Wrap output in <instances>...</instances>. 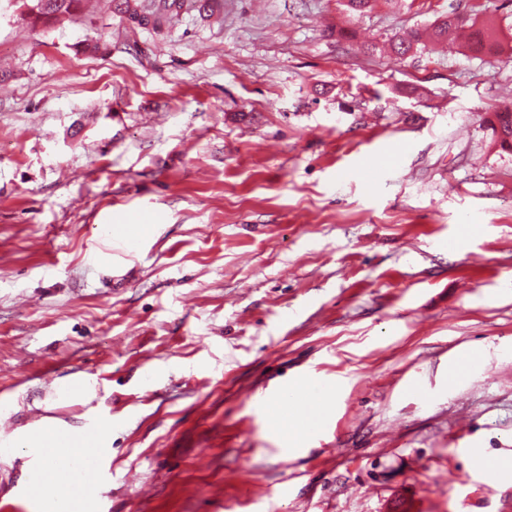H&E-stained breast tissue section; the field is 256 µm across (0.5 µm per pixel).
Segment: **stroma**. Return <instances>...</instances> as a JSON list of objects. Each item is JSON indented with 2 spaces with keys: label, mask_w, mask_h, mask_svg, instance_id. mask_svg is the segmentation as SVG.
<instances>
[{
  "label": "stroma",
  "mask_w": 512,
  "mask_h": 512,
  "mask_svg": "<svg viewBox=\"0 0 512 512\" xmlns=\"http://www.w3.org/2000/svg\"><path fill=\"white\" fill-rule=\"evenodd\" d=\"M483 9L512 40V0L0 13V435L98 424L85 512H512L472 462L512 455V62L362 47ZM300 380L335 397L291 456L266 401ZM36 466L0 454V512ZM217 0H150L152 8L144 10L141 0H110L111 17H119L139 26L162 31L173 18L193 11L208 17L215 11ZM490 126L495 136L494 143L502 150L512 151V109L494 110Z\"/></svg>",
  "instance_id": "obj_1"
}]
</instances>
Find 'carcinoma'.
<instances>
[{
    "instance_id": "cac0c4a2",
    "label": "carcinoma",
    "mask_w": 512,
    "mask_h": 512,
    "mask_svg": "<svg viewBox=\"0 0 512 512\" xmlns=\"http://www.w3.org/2000/svg\"><path fill=\"white\" fill-rule=\"evenodd\" d=\"M15 7L29 19L31 25L48 27L62 18H69L81 11L84 0H14ZM152 8L144 9L142 0H110L111 15L139 26L162 31L172 19L183 14L197 12L208 17L215 11L217 0H150ZM468 28L471 30L465 48L475 43L486 46L496 56L512 61V42H504L499 26L491 16L473 14L462 17L455 12L441 15L431 24L412 29L388 41L386 51L396 61L404 59L413 49H424L430 43L448 37V32ZM490 126L495 136L494 143L505 151H512V109L494 111Z\"/></svg>"
}]
</instances>
